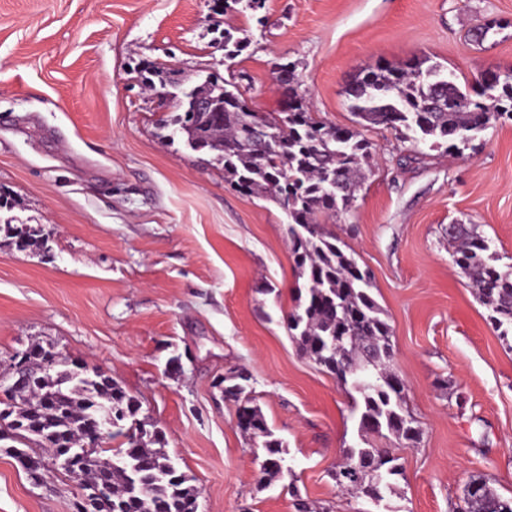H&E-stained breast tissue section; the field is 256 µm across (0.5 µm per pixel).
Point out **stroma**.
<instances>
[{
    "instance_id": "obj_1",
    "label": "stroma",
    "mask_w": 512,
    "mask_h": 512,
    "mask_svg": "<svg viewBox=\"0 0 512 512\" xmlns=\"http://www.w3.org/2000/svg\"><path fill=\"white\" fill-rule=\"evenodd\" d=\"M266 21L214 0H0V373L43 347L101 371L193 477L198 512H377L332 471L358 439L353 391L303 356L284 322L300 285L272 201L237 192L164 123L212 76L242 75L255 112L288 99L292 62L311 112L355 128L347 86L378 64L427 56L466 94L512 71V0H266ZM251 44L225 66L224 30ZM178 72L147 88L144 65ZM373 160L350 211L327 229L369 272L391 327L393 371L419 443L387 446L404 467L389 512H453L470 480L512 498V335L500 337L452 263L450 225L488 238L512 264V119L462 153L363 133ZM36 227L18 248L6 225ZM248 392L286 447V473L260 483L262 449L218 382ZM81 480L33 475L0 441V512H76Z\"/></svg>"
}]
</instances>
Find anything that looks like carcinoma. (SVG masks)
<instances>
[{"label": "carcinoma", "mask_w": 512, "mask_h": 512, "mask_svg": "<svg viewBox=\"0 0 512 512\" xmlns=\"http://www.w3.org/2000/svg\"><path fill=\"white\" fill-rule=\"evenodd\" d=\"M237 32L224 30L229 60L251 43ZM428 61L423 57L404 67L379 66L356 78L348 101L357 124L385 126L416 144L446 141L457 150L491 122L512 117V74L500 77L493 96L480 91L459 104L455 86L437 84L430 76L436 66ZM145 72V82L152 88L157 82L175 83L173 69L152 64ZM191 92L209 100L210 106L196 111L189 95H183V112L173 118L176 132L193 150L208 152L224 164L225 180L239 191L267 198L288 215L286 235L298 277L306 279L304 292L286 314L289 335L305 355L358 395L354 410L359 413V441L343 450V461L336 464V484L356 498L379 494L384 499L392 491V477L404 475V470L389 449L375 445L369 435H393L415 443L421 430L403 408V381L390 370L391 329L370 293L371 277L320 227L321 220L352 206L371 158L370 144L358 131L317 120L296 89L289 93L286 111L261 115L263 139L246 130L248 108L236 83L216 78ZM338 180L343 188L329 192ZM448 236L456 241L453 262L489 311L492 325L502 336L512 333V265L488 263L489 241L468 224L451 225ZM30 363L29 398L5 404L13 440L25 439V429L46 422L52 436L39 447L47 455L74 444L88 447L82 465L72 472L109 485L107 500L112 506H104L103 512H196L199 491L164 449L148 447L145 437L159 443L160 433L148 432L136 419L140 406L133 396L99 374L93 378L65 368L38 376L32 366L41 361ZM238 377L240 372L231 371L220 380L224 397L243 412L237 426L264 450L262 474L274 477L283 470L284 442L275 437ZM106 402L123 414L121 424L109 433L113 440L122 439L115 448L91 446L98 410ZM106 456L112 459V469L104 472L97 458ZM469 512H512V500L486 485Z\"/></svg>", "instance_id": "carcinoma-1"}]
</instances>
